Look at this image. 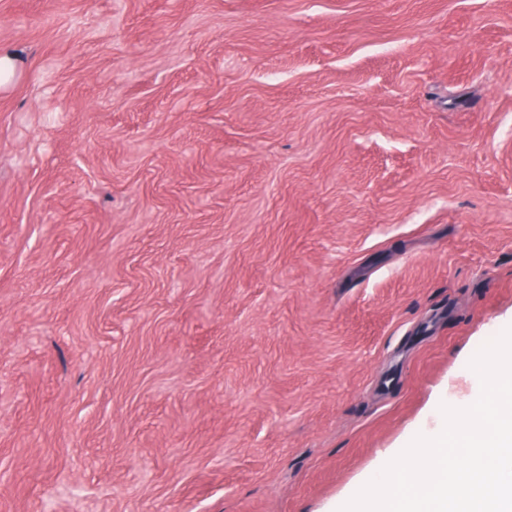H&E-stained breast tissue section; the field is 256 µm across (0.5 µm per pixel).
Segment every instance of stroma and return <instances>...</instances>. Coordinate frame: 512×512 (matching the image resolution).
Returning a JSON list of instances; mask_svg holds the SVG:
<instances>
[{
    "mask_svg": "<svg viewBox=\"0 0 512 512\" xmlns=\"http://www.w3.org/2000/svg\"><path fill=\"white\" fill-rule=\"evenodd\" d=\"M0 512H338L512 326V0H0ZM17 54L11 49L0 48V91L8 89L17 74Z\"/></svg>",
    "mask_w": 512,
    "mask_h": 512,
    "instance_id": "1",
    "label": "stroma"
}]
</instances>
